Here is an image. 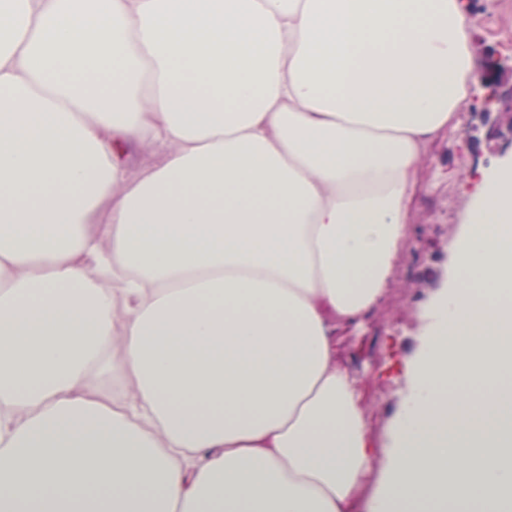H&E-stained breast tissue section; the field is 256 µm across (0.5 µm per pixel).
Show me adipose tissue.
I'll return each instance as SVG.
<instances>
[{"mask_svg": "<svg viewBox=\"0 0 512 512\" xmlns=\"http://www.w3.org/2000/svg\"><path fill=\"white\" fill-rule=\"evenodd\" d=\"M476 88L464 0H0V512H512V164L385 462L338 353Z\"/></svg>", "mask_w": 512, "mask_h": 512, "instance_id": "adipose-tissue-1", "label": "adipose tissue"}]
</instances>
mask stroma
Listing matches in <instances>:
<instances>
[{
  "instance_id": "obj_1",
  "label": "stroma",
  "mask_w": 512,
  "mask_h": 512,
  "mask_svg": "<svg viewBox=\"0 0 512 512\" xmlns=\"http://www.w3.org/2000/svg\"><path fill=\"white\" fill-rule=\"evenodd\" d=\"M469 35L475 67L500 64V94L512 91V0H467ZM512 159V113L499 105L472 101L459 128L443 133L431 146L411 208L407 242L384 297L343 345L345 367L361 387L377 453L389 445L401 408L405 370L420 345L419 311L447 281L448 243L480 185V173Z\"/></svg>"
}]
</instances>
